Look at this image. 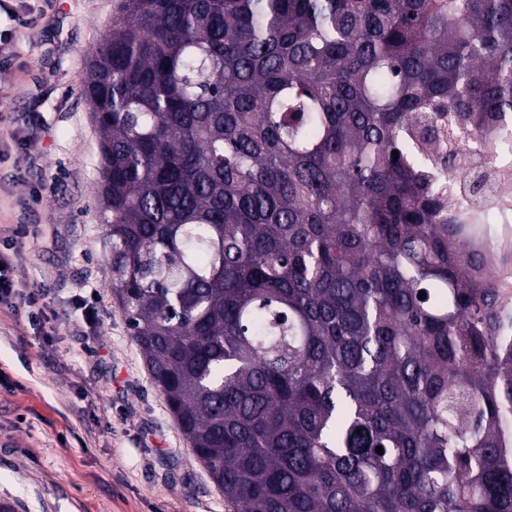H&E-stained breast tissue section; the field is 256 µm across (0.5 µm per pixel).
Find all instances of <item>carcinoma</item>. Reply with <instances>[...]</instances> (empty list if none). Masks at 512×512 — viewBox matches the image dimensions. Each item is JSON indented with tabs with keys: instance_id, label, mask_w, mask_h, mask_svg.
Masks as SVG:
<instances>
[{
	"instance_id": "carcinoma-1",
	"label": "carcinoma",
	"mask_w": 512,
	"mask_h": 512,
	"mask_svg": "<svg viewBox=\"0 0 512 512\" xmlns=\"http://www.w3.org/2000/svg\"><path fill=\"white\" fill-rule=\"evenodd\" d=\"M81 87L113 290L233 512H512V305L429 176L439 128L512 141V0H121Z\"/></svg>"
}]
</instances>
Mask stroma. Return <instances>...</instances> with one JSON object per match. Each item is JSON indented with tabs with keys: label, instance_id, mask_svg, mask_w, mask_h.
<instances>
[{
	"label": "stroma",
	"instance_id": "35a3bbf8",
	"mask_svg": "<svg viewBox=\"0 0 512 512\" xmlns=\"http://www.w3.org/2000/svg\"><path fill=\"white\" fill-rule=\"evenodd\" d=\"M119 3L0 0V255L17 287L48 289L61 330L43 346L26 311L0 305V500L15 512H233L153 382L107 269L80 79ZM91 292L90 325L74 300Z\"/></svg>",
	"mask_w": 512,
	"mask_h": 512
}]
</instances>
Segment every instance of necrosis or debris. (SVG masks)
Segmentation results:
<instances>
[{"label":"necrosis or debris","mask_w":512,"mask_h":512,"mask_svg":"<svg viewBox=\"0 0 512 512\" xmlns=\"http://www.w3.org/2000/svg\"><path fill=\"white\" fill-rule=\"evenodd\" d=\"M488 132L466 136L462 141L441 140L435 146L438 156L448 158L471 172H486L481 194H472L466 178L446 180L448 209L466 217L461 227L472 251L481 254L497 281L503 282L502 297L512 302V228L503 227L489 234L485 217L489 212L512 211V147L497 153L487 151Z\"/></svg>","instance_id":"obj_1"}]
</instances>
